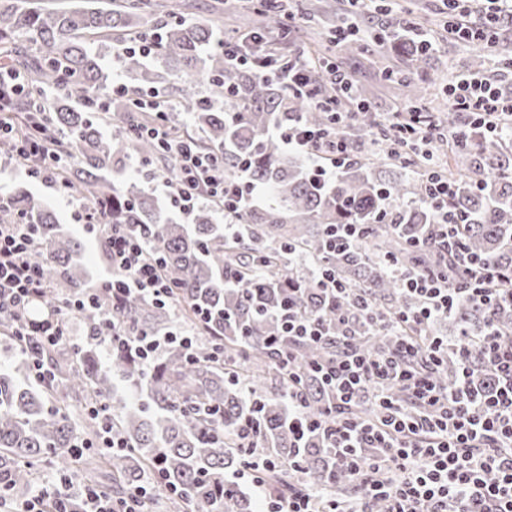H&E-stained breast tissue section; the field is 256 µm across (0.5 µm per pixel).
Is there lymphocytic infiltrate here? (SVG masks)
I'll return each mask as SVG.
<instances>
[{
	"label": "lymphocytic infiltrate",
	"mask_w": 512,
	"mask_h": 512,
	"mask_svg": "<svg viewBox=\"0 0 512 512\" xmlns=\"http://www.w3.org/2000/svg\"><path fill=\"white\" fill-rule=\"evenodd\" d=\"M499 11V5H490L476 22L468 5H460L450 32L492 44ZM267 42V36L256 32L221 42L226 74L255 64L280 80L289 99L320 103L319 92L308 84L303 54L254 60L252 47ZM19 87V73L0 65L1 141L16 136L18 124L33 129L45 116L41 110L17 113ZM448 100L465 123L486 136L494 132L498 121L512 118V97L503 96L489 80L476 75L449 76ZM143 108L156 112L157 121L132 126L131 131L164 145L173 174L160 177L159 183L172 209L188 216L204 205L228 211L250 203L253 187L225 180L223 161L206 151L200 135L187 131L185 121L170 117L159 92L148 93ZM351 120V113L340 112L334 130L298 123L278 127L277 133L285 144L320 160L316 172L325 176L330 168L342 166L349 159L345 132ZM17 153L31 161L28 175L60 196L72 198L70 186L61 177L60 156L53 142L26 136L21 138ZM452 192L439 160H431L422 199L440 215L432 236V249L439 259L436 267L422 272L401 265L396 257L388 259L402 287L417 298V306L383 316L359 294L353 302V313L337 314L336 325L343 331V352L330 363L314 367L329 390L321 418L302 414V378L293 355L281 357L288 377L290 432L300 445L310 434L320 433L327 447L334 450L337 474L355 479L357 496L350 501L338 500L315 488L285 499L273 494L258 479V472L279 468L289 478L299 472V463L292 459L283 466L274 458L257 456V435L251 429L244 434V446L252 456L247 468L253 475L251 485L260 512H375L379 500L385 501L386 512H512V337L491 326L483 332L480 353L496 383L479 399L468 391L469 344L454 348L459 378L455 386L445 387L437 382L435 373L442 364L440 352L449 348L447 343L436 339L422 349L411 337L412 331L426 329L433 321L447 317L460 300L494 309L499 290L512 284V273L502 271L488 259L470 255L459 245V226L448 211ZM77 218L99 229L110 269L103 285L112 293V308H103L97 293L92 292L60 296L51 318L36 315L32 304L45 299L49 285L37 258L40 240L33 225L20 219L0 224V332L14 337L19 346L36 350L66 342L78 348L105 336L134 350L147 363L173 343L187 355H194L200 337L209 333L210 311L199 310L190 326L178 324L162 335L127 334L116 306L130 294L156 303H174V286L162 275L158 260L149 257L144 242L127 228L107 223L101 209L80 203ZM86 310L98 311L99 324L96 334L79 338L70 326V318ZM361 317L387 328L393 338L392 350L366 357L353 348L352 327ZM278 319L280 336L272 342L276 348L286 340L318 343L329 334L323 317L289 304L283 306ZM394 388L406 392L408 402L392 401L388 393ZM365 399L371 402L375 420H365L352 412ZM159 476L158 468H150L146 480L117 499L95 487L76 485L71 475H59L24 500L18 512H73L76 504L80 512H143L145 500L161 489Z\"/></svg>",
	"instance_id": "lymphocytic-infiltrate-1"
}]
</instances>
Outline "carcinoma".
I'll return each mask as SVG.
<instances>
[{"label":"carcinoma","mask_w":512,"mask_h":512,"mask_svg":"<svg viewBox=\"0 0 512 512\" xmlns=\"http://www.w3.org/2000/svg\"><path fill=\"white\" fill-rule=\"evenodd\" d=\"M254 8L269 32L278 38L276 51L288 49L292 30L288 6L272 0H254ZM293 11L306 19L328 18L339 13L332 3H297ZM156 33L157 48L146 57L128 52L118 60L119 69L141 78L140 91L168 82L153 66L159 57L176 79L180 99L203 137L205 149L224 158V175L243 180L269 192L259 205L222 213L216 206L198 209L190 224H178L165 216L153 198L125 189L114 176L126 161L138 158L145 163L167 162L165 150L157 142L132 135L129 127L144 116L138 113L136 95L120 99L118 111L101 116L99 127L84 117L83 111L57 100L50 101L46 135L57 140L59 153L71 155L74 163L65 168L70 187L85 193L91 203L106 210L111 224H127L146 243L150 254L161 259L166 278L176 285L182 305L178 317L193 320L199 308L217 310L220 316L211 329L222 337V351L213 350L209 339L199 342L195 358L178 347L150 365L112 346L107 360L99 355V345H86L69 367L71 392L87 402L106 399L115 382L146 394L143 401L119 398L112 412V428L128 444L122 452L104 459L114 477L115 488L103 491L121 497L141 482L142 474L155 461L161 463L162 481L175 485L179 501L192 512H254L253 501L224 481V472L244 464L238 435L240 424L255 416L260 430L258 441L273 446L283 461L296 456L303 480L340 499L354 490V482L336 477V460L314 434L308 448L296 454L288 432V409L283 391L259 385L268 371L287 388L286 374L267 347L266 339L279 330L274 313L291 299L301 311L317 312L330 320L336 310H345L344 298L329 302L317 289L323 271L335 273L346 288L358 289L381 312L410 307L414 299L401 290L391 269L378 257L395 256L404 265L426 266L427 259L417 242L432 233L437 213L421 201V184L407 173L420 160L414 154L401 162L402 174L393 168L383 149L357 158L336 169L327 180L302 161L288 155L277 126L300 120L316 127L331 126L330 111L305 100L290 101L282 85L271 76L254 70L233 76L232 94L224 95V53L214 43L224 36V20L189 23L182 5L169 0H85L79 6H58L35 0H0V50L14 59L15 66L30 72V83L20 100V108L41 104L47 94L67 90L74 95L103 84L106 73L102 56L93 50L115 38ZM29 43L41 54L24 56L19 44ZM387 44L407 61L403 69L388 70L385 77L405 92L407 107H422L425 83L430 76L435 47L392 31H375L370 39L338 38V31H313L306 56L315 60L308 75L317 88L326 86L328 71L340 69L331 62V52L344 56L370 52ZM209 95L201 96V88ZM506 125L499 140L485 142L472 134L457 113H448V134L457 170H448L454 191L450 209L461 222L459 237L464 250L512 267V151ZM377 135L388 143L389 132L372 113L354 115L347 142L353 149ZM22 214L37 225L45 244L40 263L45 278L53 285L47 301L60 294H81L89 288L83 265L77 257L84 251L80 238L65 235L58 220L42 199L22 198ZM230 224L242 225L235 234L224 233L219 216ZM364 224L365 238L345 249H332L331 226ZM299 260L309 263L308 274H289ZM127 331L160 332L172 322V309L137 296L126 298L120 308ZM448 320L461 336L475 334L493 321L503 332L512 331V298L500 296L497 312L489 316L477 303L462 300ZM248 338L250 395L239 396L229 374L240 377L239 346ZM391 343L385 332L361 326L357 348L366 355L385 351ZM3 349L13 360L0 361V474L8 485L0 492L12 498L26 488L35 466L64 458L78 436L72 422L73 410L62 399L50 400L63 366L56 348L40 352L46 376L32 377V353L22 351L12 337ZM296 364L308 367L312 361L327 360L339 353L336 337L321 345L298 343L292 346ZM472 381L480 389L493 387L495 379L472 347ZM306 394L304 413L316 418L328 401V391L313 375L302 380Z\"/></svg>","instance_id":"1"}]
</instances>
